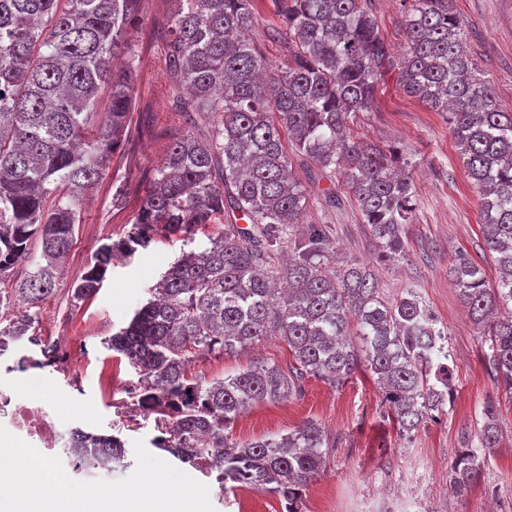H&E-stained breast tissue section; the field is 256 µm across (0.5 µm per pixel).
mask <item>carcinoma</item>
I'll return each instance as SVG.
<instances>
[{
	"label": "carcinoma",
	"mask_w": 512,
	"mask_h": 512,
	"mask_svg": "<svg viewBox=\"0 0 512 512\" xmlns=\"http://www.w3.org/2000/svg\"><path fill=\"white\" fill-rule=\"evenodd\" d=\"M140 2L0 0V280L29 261L32 241L41 244V261L14 288L26 315L0 336L44 347L28 335L35 309L55 289L84 195L105 175L134 107L128 32ZM173 2L166 60L175 106L192 123L213 119V129L206 138L173 139L127 236L98 246L73 295L95 296L116 252L133 254L160 232L191 243L199 227L224 216V231L171 263L153 297L104 345L137 374L138 410L155 416L161 430L156 449L226 484V493L269 491L287 512H302L304 491L327 458V435L309 420L286 434L233 443L224 431L240 414L300 393L307 377L339 388L364 369L409 436L446 405L453 386L446 334L414 289L389 302L369 267L336 266L330 231L294 237L308 192L293 176L290 150L322 176L340 172L383 250L403 251L412 177L394 165L393 152L349 132L351 116L371 107L396 63L370 0H278L275 35L292 53L273 77L248 36L252 0ZM407 28L399 86L450 114L498 278L489 284L465 258L449 274L481 329L489 367L512 395V311L499 315L512 304V113L498 110L492 87L477 75L452 0H412ZM105 89L110 106L93 131ZM268 336L288 344V370L257 362L209 382L191 372L203 354L244 350ZM75 435L94 466L125 457L115 435L80 428ZM497 441L487 412L479 444L467 442L450 468L456 495L477 484Z\"/></svg>",
	"instance_id": "carcinoma-1"
}]
</instances>
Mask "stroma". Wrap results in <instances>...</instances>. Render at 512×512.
Segmentation results:
<instances>
[{"instance_id": "1", "label": "stroma", "mask_w": 512, "mask_h": 512, "mask_svg": "<svg viewBox=\"0 0 512 512\" xmlns=\"http://www.w3.org/2000/svg\"><path fill=\"white\" fill-rule=\"evenodd\" d=\"M406 0H372L373 15L393 57L407 45ZM465 25L466 49L481 78L489 81L501 111L512 112V0H453ZM256 23L250 35L270 74L288 60V44L272 37L280 27L275 0H254ZM170 0H142V19L130 39L136 54V102L126 134L109 168L90 193L75 227L74 240L55 289L42 303L34 327L38 335L64 341L66 363L42 370L1 360L20 396L56 402L62 421L86 430L119 436L126 444L125 463L96 471L99 480L115 481L134 471L135 440L151 441L153 418L136 413L126 386L134 373L102 345L146 303L149 291L176 260L183 241L156 237L131 257H117L97 295L85 302L72 297V282L105 240H119L131 228L145 190L172 139L190 131L205 136L208 122L187 125L174 104L166 70L165 31ZM397 70L381 81L369 111L350 121L354 136L381 147L396 148L413 168L415 215L404 227L405 251L396 259L380 256L371 228L365 224L342 177L321 179L313 162L293 157L292 170L313 198L298 234L314 224L333 230L339 258L369 264L385 297L399 298L406 289L423 304L448 336L453 369V396L442 412L414 435L398 432L374 377L355 374L343 387L306 378L300 394L256 405L241 414L226 434L248 441L285 434L305 421L318 422L330 440L326 465L306 490L303 512H512V397L499 389L483 362L484 340L470 322L449 269L458 253L481 265L489 281L498 274L483 240L481 200L460 159L448 115L435 112L400 90ZM336 195L327 206L324 193ZM264 361L288 367L287 345L269 338L246 351L205 355L191 368L205 379L234 374ZM111 375V387L101 378ZM494 406L500 440L485 459L483 477L466 496H455L449 467L463 440H477L486 406ZM215 512H286L276 494L242 488L222 501L217 484L209 486Z\"/></svg>"}]
</instances>
